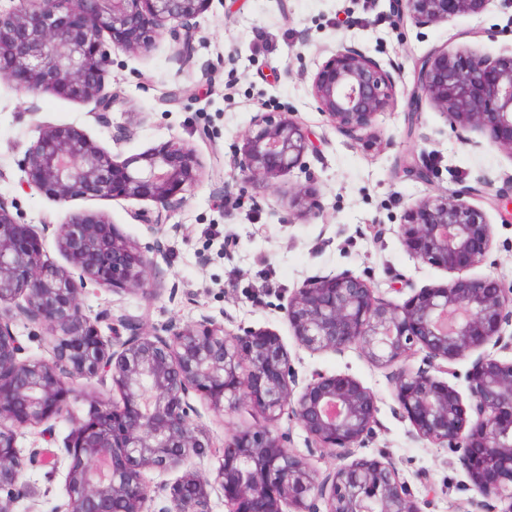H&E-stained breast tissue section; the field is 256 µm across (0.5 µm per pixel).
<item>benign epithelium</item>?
<instances>
[{
  "label": "benign epithelium",
  "mask_w": 512,
  "mask_h": 512,
  "mask_svg": "<svg viewBox=\"0 0 512 512\" xmlns=\"http://www.w3.org/2000/svg\"><path fill=\"white\" fill-rule=\"evenodd\" d=\"M490 0H399V18L415 26L479 14ZM210 0H19L0 9V82L19 80L32 95L91 99L103 111L109 47L134 50L165 31L174 33L205 12ZM111 43H106L104 35ZM393 74L361 50L339 45L313 75L317 109L358 143L373 118L394 100ZM410 125L423 103L436 107L462 141L480 131L512 156V55L496 59L448 54L420 58L409 92ZM315 150L310 131L288 112L257 113L242 135L230 177L257 188L306 169ZM23 183L65 203L76 194L147 198L167 207L199 180L195 150L172 141L118 162L77 130L40 125L27 151ZM100 216L78 215L55 230L68 266L45 258L39 235L0 200V512H14L26 495L28 469L69 459L67 500L58 512H145L153 496L160 512H210L219 487L226 512H424L396 464L385 457L339 464L320 478L305 457L268 424L236 428L214 450L211 473L187 469L172 485L150 488L142 471L165 473L206 448L191 395L215 411L249 406L268 423L286 415L322 454L360 448L377 424L374 392L348 374L315 372L298 386L279 338L249 329L224 330L211 317L173 322L163 333L141 331L101 312L91 319L81 295L87 285L147 287L150 261ZM398 235L416 261L456 272L445 285L424 286L401 305L375 296L370 281L351 271L315 275L285 308L297 342L313 352L341 353L351 345L381 366L397 367L395 399L417 437L458 454L478 497L512 502V288L495 277L462 273L485 263L491 248L484 213L458 193H438L409 207ZM19 320L50 332L51 358L28 354L13 327ZM110 325L105 336L99 323ZM129 331L123 335L122 330ZM423 365L409 366L418 353ZM476 354L465 374L467 397L448 383L454 364ZM78 380L95 382L88 418L74 420L69 400ZM116 392L118 401L103 398ZM72 422L58 441L54 423ZM39 431L44 448L23 450L18 438ZM325 510H320L319 504Z\"/></svg>",
  "instance_id": "benign-epithelium-1"
}]
</instances>
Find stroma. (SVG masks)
<instances>
[{
  "label": "stroma",
  "mask_w": 512,
  "mask_h": 512,
  "mask_svg": "<svg viewBox=\"0 0 512 512\" xmlns=\"http://www.w3.org/2000/svg\"><path fill=\"white\" fill-rule=\"evenodd\" d=\"M342 44L398 67L395 104L374 118L364 145L336 131L310 95L318 66ZM440 46L452 55H511L512 11L490 0L481 14L417 27L395 22L390 0H212L187 42L166 34L145 48L113 50L104 79L112 98L107 112L91 100L34 96L1 82L0 197L17 202L23 223L40 230L45 254L58 265L66 259L53 228L75 215L104 217L151 260L149 283L159 288L157 297L91 286L82 296L86 315L108 309L150 330L206 315L235 333H275L299 382L320 370L351 375L374 392L379 425L353 458L386 454L418 497L434 486L437 494L424 512H470L475 492L456 454L413 434L396 409L391 368L376 366L354 346L341 354L308 351L285 312L306 278L332 271L371 279L376 296L396 304L413 288L451 281L452 272L409 256L397 235L405 210L438 191H466L491 226V251L470 277L512 285V156L478 131L460 141L428 103L415 132L407 130L415 64ZM263 107L288 110L310 130L316 148L306 157L307 169L279 176L265 189L242 182L226 187L234 150ZM44 123L74 127L119 161L184 140L200 161L199 181L163 211L145 198L84 194L61 204L24 192L23 159ZM301 185L318 203L312 212L289 204ZM483 186L489 196L478 195ZM494 195L507 198V206L495 209ZM157 219L162 232H148ZM262 421L244 408H205L200 418L217 447L228 428ZM67 466L62 460L27 472L34 493L20 498L15 512H55L66 500Z\"/></svg>",
  "instance_id": "1"
}]
</instances>
